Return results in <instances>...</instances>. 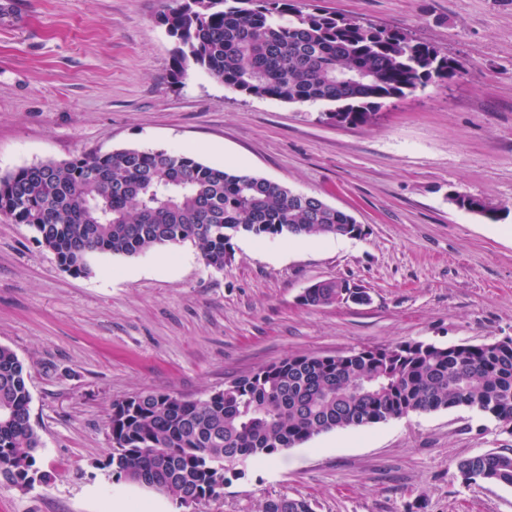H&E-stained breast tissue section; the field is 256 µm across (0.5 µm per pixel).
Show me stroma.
<instances>
[{
  "label": "stroma",
  "mask_w": 512,
  "mask_h": 512,
  "mask_svg": "<svg viewBox=\"0 0 512 512\" xmlns=\"http://www.w3.org/2000/svg\"><path fill=\"white\" fill-rule=\"evenodd\" d=\"M166 0H0V175L122 147L188 151L350 213L354 237L231 241L224 270L191 244L102 255L74 275L0 215V345L28 368L44 482L0 484V512H512V487L465 484L464 457L512 448L468 409L323 433L248 467L223 497L180 505L103 469L113 401L199 399L297 355L405 341L512 338V0H300L436 46L465 75L385 102L364 126L248 97L192 68L169 74ZM505 209L492 223L450 195ZM344 279L368 303L300 304ZM262 512H313L311 505L304 499L279 497L268 499L262 506Z\"/></svg>",
  "instance_id": "35a3bbf8"
}]
</instances>
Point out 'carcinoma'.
Instances as JSON below:
<instances>
[{"instance_id": "cac0c4a2", "label": "carcinoma", "mask_w": 512, "mask_h": 512, "mask_svg": "<svg viewBox=\"0 0 512 512\" xmlns=\"http://www.w3.org/2000/svg\"><path fill=\"white\" fill-rule=\"evenodd\" d=\"M176 39L172 79L195 66L245 95L325 105L341 122L371 123L389 99L455 81L461 70L437 47L406 32L297 0H171L160 17ZM486 220L501 209L452 197ZM0 214L28 226L61 266L89 274L98 255L138 256L189 243L204 266L224 270L231 240L255 236H354L355 218L322 199L264 177L205 164L186 152L122 148L43 161L0 176ZM339 279L307 288V306L335 303ZM27 369L0 345V482L21 489L44 481L42 442L30 421ZM464 407L512 425V338L478 345L401 342L336 356H291L205 398L140 392L112 403L115 482L184 503L224 495L251 462L334 430L410 413ZM464 483L512 487V453L455 464ZM262 512H313L279 497Z\"/></svg>"}]
</instances>
